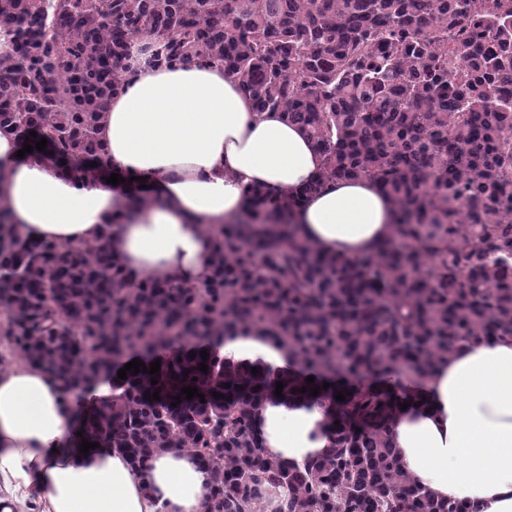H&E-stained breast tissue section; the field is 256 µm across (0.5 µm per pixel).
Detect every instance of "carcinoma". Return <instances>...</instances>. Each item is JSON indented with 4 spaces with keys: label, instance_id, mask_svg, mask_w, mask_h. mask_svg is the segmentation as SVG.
<instances>
[{
    "label": "carcinoma",
    "instance_id": "carcinoma-1",
    "mask_svg": "<svg viewBox=\"0 0 512 512\" xmlns=\"http://www.w3.org/2000/svg\"><path fill=\"white\" fill-rule=\"evenodd\" d=\"M0 32V128L47 139L30 156L78 162V177L106 165L97 128L144 35L157 65L224 66L255 111L280 113L323 158L291 196L246 190L249 221L211 228L201 286L129 278L104 243L119 216L66 246L16 233L0 203V368L48 371L66 403L112 379L81 439L134 466L191 451L210 475L207 512H256L259 474L288 487V512H468L401 464L402 397L357 380L419 384L459 345L512 336V0H0ZM360 178L394 202L391 237L359 260L304 242L292 213ZM245 330L299 373L225 360L214 339ZM159 351L157 374L119 378L124 358L148 367ZM278 382L331 409V448L302 466L268 456L255 423Z\"/></svg>",
    "mask_w": 512,
    "mask_h": 512
}]
</instances>
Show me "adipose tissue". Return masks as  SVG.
Listing matches in <instances>:
<instances>
[{"instance_id":"adipose-tissue-1","label":"adipose tissue","mask_w":512,"mask_h":512,"mask_svg":"<svg viewBox=\"0 0 512 512\" xmlns=\"http://www.w3.org/2000/svg\"><path fill=\"white\" fill-rule=\"evenodd\" d=\"M152 43L136 41L98 130L122 184L18 157L15 135L1 129L0 201L19 234L68 246L97 240L122 216L108 247L129 278L198 286L210 274L209 226L243 220L251 186L277 196L302 189L323 160L299 127L255 112L223 66H156ZM393 219L392 202L367 179L329 185L293 216L304 240L352 259L374 255ZM218 344L229 360L289 368L287 352L257 331ZM422 392L392 427L405 470L435 499L512 512V336L458 347ZM59 393L39 367L0 369V512H205L210 478L191 452L172 448L140 468L118 448L80 455ZM257 422L267 454L286 462L304 464L332 443L324 408L302 399L264 403Z\"/></svg>"}]
</instances>
